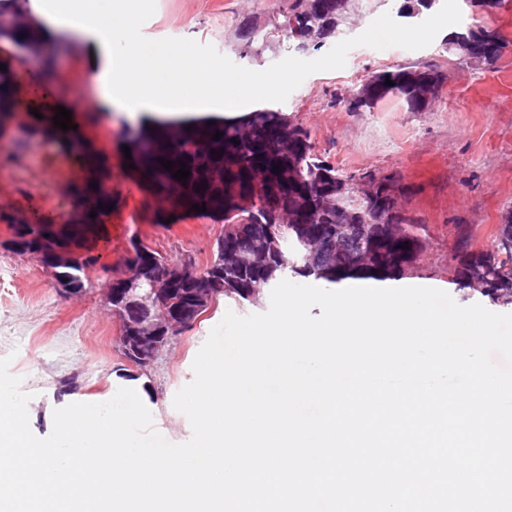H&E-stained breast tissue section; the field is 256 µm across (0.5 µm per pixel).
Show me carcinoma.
Instances as JSON below:
<instances>
[{"instance_id":"cac0c4a2","label":"carcinoma","mask_w":512,"mask_h":512,"mask_svg":"<svg viewBox=\"0 0 512 512\" xmlns=\"http://www.w3.org/2000/svg\"><path fill=\"white\" fill-rule=\"evenodd\" d=\"M17 0H0V38L16 46L36 50L43 46L40 26L31 22L23 24L17 19L14 7ZM358 0H289L288 8L278 11L254 13L242 19L243 28L250 21L257 23V33L252 38L256 54H262L284 37L289 46L301 45L307 50H318L327 41L336 38V32L348 28ZM436 0H404L398 14L404 18L418 16L433 7ZM493 53L488 55L479 47L470 53L456 48L449 39L443 42L446 52L458 57L462 63L481 65L494 64L506 47L505 38L497 31ZM428 72L431 79L442 86L446 75L435 62L415 63L399 66L393 70H382L372 74L361 86L374 87L375 103L388 98L377 86L384 76L405 77L417 71ZM14 68L0 70V126L14 117ZM141 139L151 147L153 170L141 173L143 179L157 190L158 198L174 210H192L194 204H206V211L224 215V232L213 245V259L200 271L204 277L214 276L224 280L223 294L242 300L248 299L252 286L275 287L285 276L312 278L327 283H339L346 279L360 278L355 271H339L332 276L322 269L329 264L356 267L361 253L367 248L362 236L374 235L382 251L384 269L367 274V277L385 280L402 276L419 258L423 251V240L419 225H404V233L395 237L389 233L388 225L378 223L390 200L382 195L372 199L336 190V184L353 182L356 177L346 175L334 165L315 154L310 133L278 110L263 108L254 110L241 121L225 124L164 125L144 123ZM222 133L214 140L215 133ZM298 135L304 141L303 150L289 160V170L278 184V191L269 194L255 192L253 176L255 169L280 152V144L287 136ZM224 150L221 156L212 151ZM174 163V169L185 162L191 175L187 181L173 180V173L166 170L160 160ZM93 179L74 189L76 199H90L94 204L112 205V195H104L90 186L91 181L101 183V162L92 160ZM204 189L197 190V186ZM247 193L251 206L235 211L233 198ZM97 217L89 213L73 212L65 221L59 234L77 248L85 247L86 240L101 232L102 214L95 209ZM14 236L47 234L49 225L33 226L24 218L10 216ZM317 237L321 242V264L307 268L303 264L291 265L292 248L301 233ZM277 242L280 250L243 266L232 267L224 263L225 253L246 252L263 243ZM408 243L402 248L400 244ZM457 276L464 288L487 297L495 304L512 305V227H499L489 248L464 250L456 255ZM99 262V256L79 261L73 266L60 268L54 278L67 280L73 288H86L91 269Z\"/></svg>"}]
</instances>
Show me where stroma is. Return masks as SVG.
Segmentation results:
<instances>
[{
  "mask_svg": "<svg viewBox=\"0 0 512 512\" xmlns=\"http://www.w3.org/2000/svg\"><path fill=\"white\" fill-rule=\"evenodd\" d=\"M399 0H363L347 37L302 54L287 42L261 55H242L237 26L254 13L258 0H146L138 33L146 44L170 43L199 58L224 65L226 82L261 72L273 93L241 94L226 111L246 115L261 108L286 113L308 128L316 150L336 168L357 175L368 170L396 173L403 210L421 226L424 250L394 287L443 290L456 302L501 305L462 288L455 252L485 249L507 212H512V47L494 66L460 63L443 53L449 33L472 22L466 0H436L416 21L399 17ZM72 34H49L38 53H21L0 40V59L16 58V114L0 130V201L7 212L63 223L74 210L70 189L85 160L80 148L52 138L46 126L30 123V112L98 97L94 72L103 59L92 45L75 52ZM439 59L447 78L431 111L410 112L396 98L371 112L348 111L343 96L380 70ZM48 82L43 98L35 81ZM85 138L105 154L112 176L113 210L100 256L83 292L63 291L37 256L9 250L12 236L0 222V358L31 392L29 424L38 437L52 430L54 409L73 402L109 401L119 388L137 391L156 430L172 443L187 441L192 429L173 407L175 394L193 378V361L226 312L240 316L268 310L269 298L252 303L217 296L200 318L138 376L120 351V322L104 304L111 280L127 274V256L138 241L172 262L192 256L197 267L212 258L224 219L214 214L164 209L146 181L126 167V135L139 120L115 112L79 113Z\"/></svg>",
  "mask_w": 512,
  "mask_h": 512,
  "instance_id": "1",
  "label": "stroma"
}]
</instances>
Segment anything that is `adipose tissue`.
<instances>
[{"label": "adipose tissue", "mask_w": 512, "mask_h": 512, "mask_svg": "<svg viewBox=\"0 0 512 512\" xmlns=\"http://www.w3.org/2000/svg\"><path fill=\"white\" fill-rule=\"evenodd\" d=\"M33 17L52 30L77 29L105 54L95 75L101 91L94 109L135 116L153 112L179 119L181 106L220 110L227 87L224 69L203 63L183 47L147 46L137 37L142 0H28Z\"/></svg>", "instance_id": "1"}]
</instances>
